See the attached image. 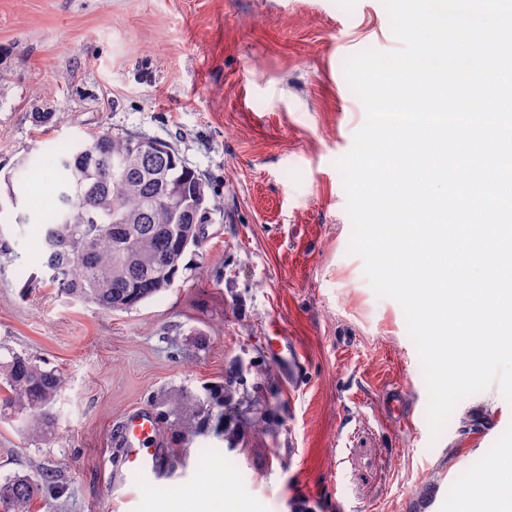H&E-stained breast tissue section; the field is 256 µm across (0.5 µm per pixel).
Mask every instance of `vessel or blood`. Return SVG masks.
<instances>
[{"label": "vessel or blood", "instance_id": "b4317fda", "mask_svg": "<svg viewBox=\"0 0 512 512\" xmlns=\"http://www.w3.org/2000/svg\"><path fill=\"white\" fill-rule=\"evenodd\" d=\"M120 434L124 446L125 472L114 478V489H123L131 474L138 476L144 486L161 480L164 471L154 415L145 409L129 411L121 423Z\"/></svg>", "mask_w": 512, "mask_h": 512}]
</instances>
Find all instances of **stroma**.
Returning a JSON list of instances; mask_svg holds the SVG:
<instances>
[{"label": "stroma", "mask_w": 512, "mask_h": 512, "mask_svg": "<svg viewBox=\"0 0 512 512\" xmlns=\"http://www.w3.org/2000/svg\"><path fill=\"white\" fill-rule=\"evenodd\" d=\"M398 46L381 0H0V361L67 378L52 442L0 419V481L41 478L34 512H493L512 404L468 396L432 439L403 310L348 251L344 63ZM101 130L170 143L212 217L169 289L114 313L49 284L36 224L59 148ZM135 408L167 478L117 495Z\"/></svg>", "instance_id": "35a3bbf8"}]
</instances>
